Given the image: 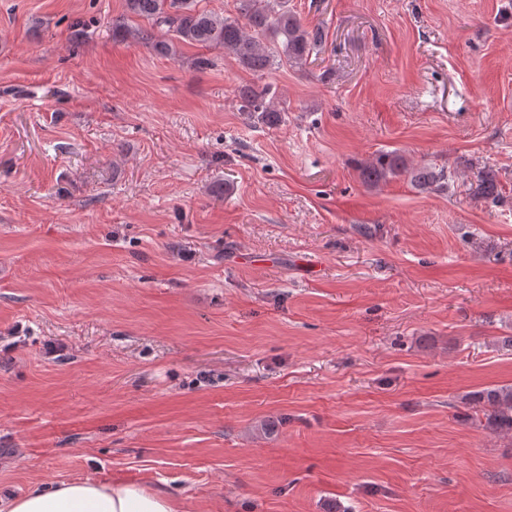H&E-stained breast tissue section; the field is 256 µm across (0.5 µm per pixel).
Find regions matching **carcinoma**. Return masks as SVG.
<instances>
[{"instance_id":"cac0c4a2","label":"carcinoma","mask_w":512,"mask_h":512,"mask_svg":"<svg viewBox=\"0 0 512 512\" xmlns=\"http://www.w3.org/2000/svg\"><path fill=\"white\" fill-rule=\"evenodd\" d=\"M128 12L147 20L149 28L124 29L146 47L169 52L172 46L157 39L163 33L181 42L202 47H218L232 54L239 64L253 72H265L279 62L303 65L309 56L319 54L324 42L323 29L308 28L288 9V0H240L242 19L220 17L197 8L195 0H126ZM271 35V47L260 37ZM239 109L266 124L281 118L276 87L249 85L237 90ZM406 174L416 186L428 190L448 188V170L441 167L409 166L398 151L380 152L361 164L363 179L377 185L391 176ZM501 192L496 174L491 170L477 173L472 184L474 196L496 200ZM479 407L475 424L493 434L512 433V386L486 388L473 395Z\"/></svg>"}]
</instances>
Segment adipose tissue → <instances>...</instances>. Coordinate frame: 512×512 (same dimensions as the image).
Returning a JSON list of instances; mask_svg holds the SVG:
<instances>
[{"label":"adipose tissue","instance_id":"adipose-tissue-1","mask_svg":"<svg viewBox=\"0 0 512 512\" xmlns=\"http://www.w3.org/2000/svg\"><path fill=\"white\" fill-rule=\"evenodd\" d=\"M0 512H177L170 493L142 481L85 478L0 498Z\"/></svg>","mask_w":512,"mask_h":512}]
</instances>
